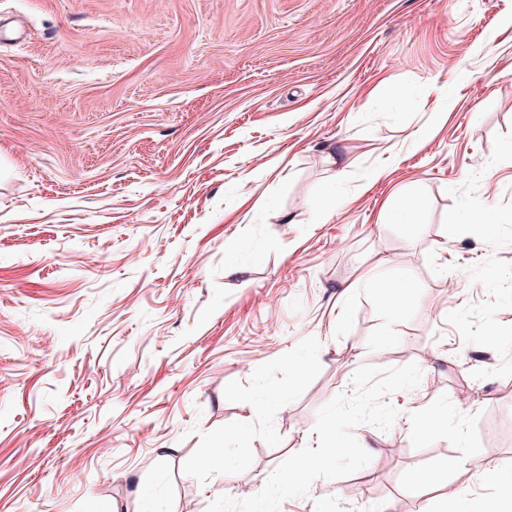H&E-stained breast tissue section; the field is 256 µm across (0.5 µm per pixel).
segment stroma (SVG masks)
<instances>
[{
    "label": "stroma",
    "mask_w": 512,
    "mask_h": 512,
    "mask_svg": "<svg viewBox=\"0 0 512 512\" xmlns=\"http://www.w3.org/2000/svg\"><path fill=\"white\" fill-rule=\"evenodd\" d=\"M7 19L0 512H512V0ZM329 451L309 453L293 462V470L301 478L317 475L325 470Z\"/></svg>",
    "instance_id": "obj_1"
}]
</instances>
